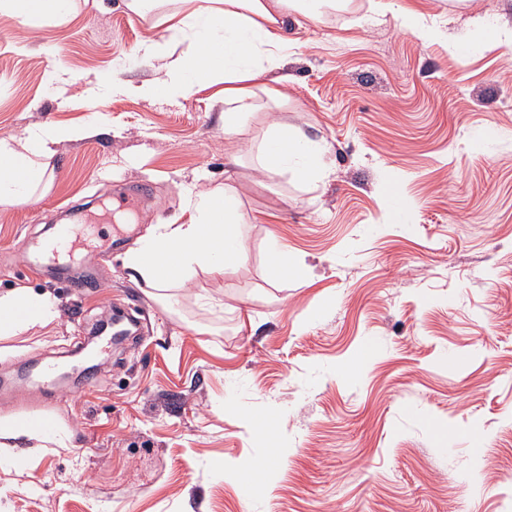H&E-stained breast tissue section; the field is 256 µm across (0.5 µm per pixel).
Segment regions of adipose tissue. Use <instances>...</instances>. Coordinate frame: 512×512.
Here are the masks:
<instances>
[{
  "mask_svg": "<svg viewBox=\"0 0 512 512\" xmlns=\"http://www.w3.org/2000/svg\"><path fill=\"white\" fill-rule=\"evenodd\" d=\"M166 17L171 38L183 43V55L172 56L163 44L148 38L137 54L156 62L157 78L135 84L120 73L112 75L114 92L148 99L174 100L193 96L201 89L223 84L224 134L239 135L249 116L259 112L255 90L263 78L286 84L284 51L288 18L299 14L320 20L323 0H178ZM0 14L18 24L31 25L47 16L64 20L73 15L72 0H0ZM99 122L83 125L43 123L23 135L0 138V205L38 202L52 183L49 168L55 147L67 141L90 138ZM327 150L309 142L288 124L263 131L259 166L266 170L296 165L300 178L319 181L328 170ZM190 220L185 224H160L127 255L125 267L134 280L166 291L183 285L197 274L211 279L242 266L247 242L239 230L245 216L235 188L218 185L191 194L186 201ZM58 317V300L50 292L18 287L0 292V335L16 336L45 327Z\"/></svg>",
  "mask_w": 512,
  "mask_h": 512,
  "instance_id": "1",
  "label": "adipose tissue"
}]
</instances>
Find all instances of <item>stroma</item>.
I'll return each mask as SVG.
<instances>
[{
    "label": "stroma",
    "instance_id": "35a3bbf8",
    "mask_svg": "<svg viewBox=\"0 0 512 512\" xmlns=\"http://www.w3.org/2000/svg\"><path fill=\"white\" fill-rule=\"evenodd\" d=\"M387 2L290 16L288 105L232 139L220 86L175 102L101 91L116 70L156 76L135 48L165 38L162 12L88 0L61 23L0 16V137L105 125L58 146L40 201L0 205V291H48L60 311L0 338V382L24 361L60 371L0 386V420L46 402L72 441L0 447V512H512V51L492 35L512 28V0H401L440 29L429 45ZM55 66L72 81L47 83ZM275 123L325 145L321 182L255 169ZM118 181L151 192L137 239L187 223L189 194L236 188L246 263L165 302L131 282L120 253L87 251L102 288L83 297L23 263L52 212L111 219ZM275 242L306 278H270ZM128 285L148 330L87 359ZM274 449L277 474L243 495L237 472Z\"/></svg>",
    "mask_w": 512,
    "mask_h": 512
}]
</instances>
